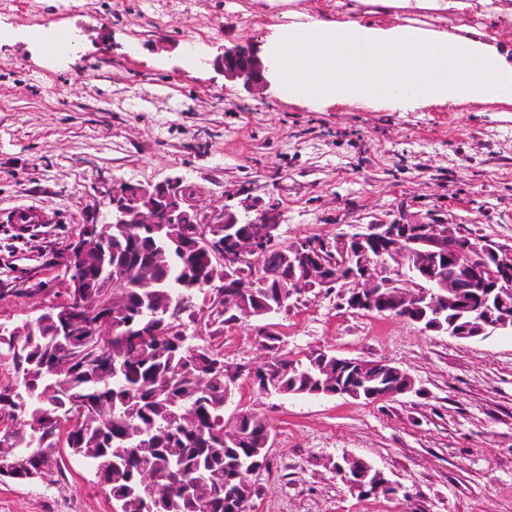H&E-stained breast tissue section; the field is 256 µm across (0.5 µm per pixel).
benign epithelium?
Here are the masks:
<instances>
[{
	"mask_svg": "<svg viewBox=\"0 0 512 512\" xmlns=\"http://www.w3.org/2000/svg\"><path fill=\"white\" fill-rule=\"evenodd\" d=\"M202 64L212 67L224 78L237 80L245 90L258 93L266 89L271 68L264 64L258 51L244 46L225 47L213 59ZM102 205L111 224H194L208 230L220 225L224 228V243L232 245L225 254V268L240 263L251 267L254 276L270 279L278 273L270 271L263 263L262 251L256 239L237 233L239 212L230 208L204 209L193 203V189L180 180L159 183H133L114 180L102 196ZM246 212H254L250 223L261 226L260 237L269 246L276 245V232L282 221L277 208L253 209L250 200L241 202ZM92 236L98 238L95 251L98 263L93 276L85 275L86 264L91 259L84 256L83 248L72 251L67 260L68 271L74 275L76 287L96 288L102 283L117 287L126 277L123 269H115L106 259L107 239L97 226H90ZM427 241L435 252L455 260L452 272L444 275L440 267L428 263L397 264L371 255V246L382 242L388 250L401 254L415 252L413 245ZM336 250L345 262L328 267L314 253ZM288 287L291 295L306 291L323 292L328 288L342 289L348 308L370 313L382 306L386 299L398 311V317L420 326L423 331L446 332L449 336L470 340L487 332L490 320L485 315L471 317L472 324L464 329H445L442 315L457 311L466 302V290L485 289L486 300L497 295L501 282L512 278V241L498 242L476 236L448 219L429 214L409 222L377 220L360 224L356 231L343 233L333 240L304 241L288 250ZM435 288L443 292L441 302L431 304L432 316H427L421 303L424 289ZM413 389V381L393 388L389 384L368 387L367 400L375 402L406 393ZM337 476L349 486L373 494L382 490L392 492L393 483L381 471L359 458L357 465L340 464Z\"/></svg>",
	"mask_w": 512,
	"mask_h": 512,
	"instance_id": "benign-epithelium-1",
	"label": "benign epithelium"
}]
</instances>
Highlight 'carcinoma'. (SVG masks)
I'll return each mask as SVG.
<instances>
[{"instance_id":"carcinoma-1","label":"carcinoma","mask_w":512,"mask_h":512,"mask_svg":"<svg viewBox=\"0 0 512 512\" xmlns=\"http://www.w3.org/2000/svg\"><path fill=\"white\" fill-rule=\"evenodd\" d=\"M170 231L105 227L112 265L133 270L147 264L151 277L133 274L118 288L74 289L76 317L38 326L18 352L0 339V357L15 371L14 385L0 389V412L20 425L0 429V453L28 464L13 480L35 482L38 466L51 461L59 481L60 448L66 447L95 472L116 512H234L229 491L249 481L247 449L263 447L266 423L254 411L238 421L226 416L222 351L209 342L193 352L165 312L177 305L200 311L211 339L244 319L224 314V289L203 287L223 266L224 236L206 245L188 226L169 240ZM188 279L201 287H186ZM252 292L271 315L288 311V282L258 278ZM99 320L110 328L90 335L88 326ZM280 342L261 337L274 359L255 369L253 391L263 393L267 381L309 396L320 377L314 353L291 359ZM339 379L346 397L366 399L367 383L356 368L341 369ZM86 402L91 407L83 412L79 405ZM235 422L243 438L227 446L224 429ZM141 468L172 488L150 511L133 494Z\"/></svg>"}]
</instances>
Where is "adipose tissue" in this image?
<instances>
[{
  "label": "adipose tissue",
  "instance_id": "ef3b65f1",
  "mask_svg": "<svg viewBox=\"0 0 512 512\" xmlns=\"http://www.w3.org/2000/svg\"><path fill=\"white\" fill-rule=\"evenodd\" d=\"M280 22L264 54L285 98L310 107L378 103L391 109L464 101L512 103V0H260Z\"/></svg>",
  "mask_w": 512,
  "mask_h": 512
}]
</instances>
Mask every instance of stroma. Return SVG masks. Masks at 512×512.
<instances>
[{
	"label": "stroma",
	"mask_w": 512,
	"mask_h": 512,
	"mask_svg": "<svg viewBox=\"0 0 512 512\" xmlns=\"http://www.w3.org/2000/svg\"><path fill=\"white\" fill-rule=\"evenodd\" d=\"M274 23L256 0H0V323L65 298L85 224L104 220L105 182L193 185L200 207L276 204L281 242L332 238L370 221L430 211L473 234L512 239V104L413 111L250 94L207 64L222 47L262 49ZM73 32L52 57L33 39ZM194 40L201 65L185 67ZM45 211L19 233L8 216ZM284 353L383 360L413 391L362 403L259 397L272 440L252 512H512V333L459 340L397 317L346 308L340 290L293 296L276 316ZM260 324L224 335L226 363L260 362ZM353 454L398 486L366 495L337 477ZM0 512H113L73 456L56 483H0Z\"/></svg>",
	"instance_id": "stroma-1"
}]
</instances>
